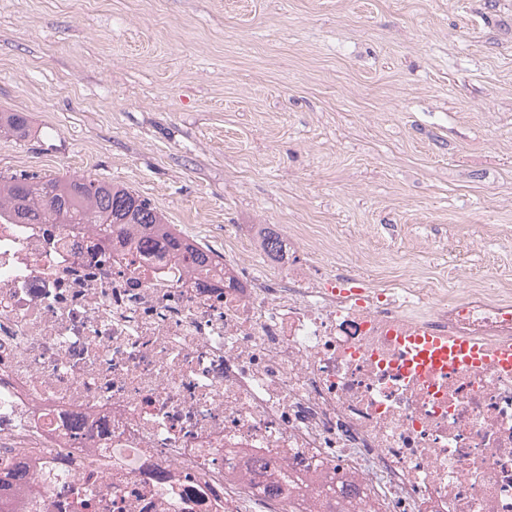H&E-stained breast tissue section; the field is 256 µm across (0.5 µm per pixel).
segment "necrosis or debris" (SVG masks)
I'll return each instance as SVG.
<instances>
[{
	"mask_svg": "<svg viewBox=\"0 0 512 512\" xmlns=\"http://www.w3.org/2000/svg\"><path fill=\"white\" fill-rule=\"evenodd\" d=\"M425 336H512V300L348 274L297 230L278 274L232 238L217 274L0 220V457L45 462L26 512H288L225 482L232 448L378 512H512V366Z\"/></svg>",
	"mask_w": 512,
	"mask_h": 512,
	"instance_id": "necrosis-or-debris-1",
	"label": "necrosis or debris"
}]
</instances>
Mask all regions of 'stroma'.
Segmentation results:
<instances>
[{"label":"stroma","mask_w":512,"mask_h":512,"mask_svg":"<svg viewBox=\"0 0 512 512\" xmlns=\"http://www.w3.org/2000/svg\"><path fill=\"white\" fill-rule=\"evenodd\" d=\"M0 170L87 174L223 251L512 297V0H0Z\"/></svg>","instance_id":"35a3bbf8"}]
</instances>
